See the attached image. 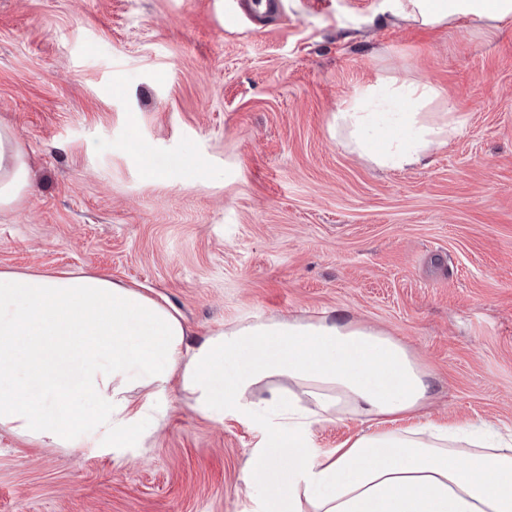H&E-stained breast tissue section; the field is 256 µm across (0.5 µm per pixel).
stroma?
<instances>
[{"label":"stroma","instance_id":"1","mask_svg":"<svg viewBox=\"0 0 512 512\" xmlns=\"http://www.w3.org/2000/svg\"><path fill=\"white\" fill-rule=\"evenodd\" d=\"M381 4L283 0L228 29L238 0H0V125L33 159L29 201L0 213V270L139 285L197 340L337 311L420 359L422 420L512 428V22L417 27ZM390 77L439 86L432 111L460 122L415 168L331 129ZM162 410L119 452L0 429V512H252L260 431L176 394Z\"/></svg>","mask_w":512,"mask_h":512}]
</instances>
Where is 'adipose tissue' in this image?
<instances>
[{
  "mask_svg": "<svg viewBox=\"0 0 512 512\" xmlns=\"http://www.w3.org/2000/svg\"><path fill=\"white\" fill-rule=\"evenodd\" d=\"M423 27L512 20V0H386ZM423 81L357 86L333 115L345 146L406 169L458 123L426 106ZM32 193L28 152L0 126V212ZM181 315L135 287L87 273L0 271V427L45 445H144L180 391L201 417L254 425V512H512V431L415 423L432 391L423 364L379 327L338 317L255 315L189 338ZM367 431L330 451L315 425Z\"/></svg>",
  "mask_w": 512,
  "mask_h": 512,
  "instance_id": "adipose-tissue-1",
  "label": "adipose tissue"
}]
</instances>
